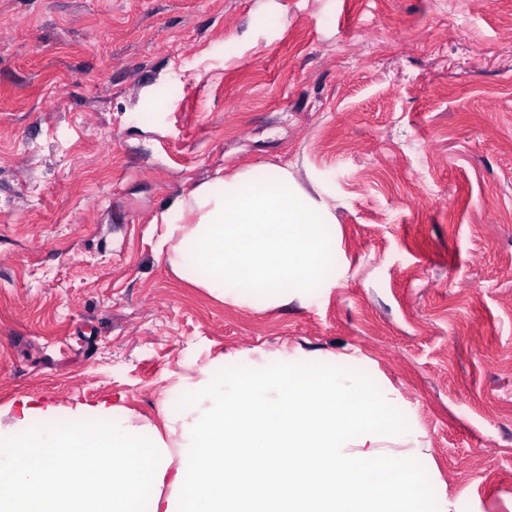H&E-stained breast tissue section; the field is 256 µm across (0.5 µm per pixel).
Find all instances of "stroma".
Returning <instances> with one entry per match:
<instances>
[{"instance_id": "stroma-1", "label": "stroma", "mask_w": 512, "mask_h": 512, "mask_svg": "<svg viewBox=\"0 0 512 512\" xmlns=\"http://www.w3.org/2000/svg\"><path fill=\"white\" fill-rule=\"evenodd\" d=\"M512 0H0V428L297 349L388 389L429 507L512 512ZM288 167L335 283L236 305L155 218Z\"/></svg>"}]
</instances>
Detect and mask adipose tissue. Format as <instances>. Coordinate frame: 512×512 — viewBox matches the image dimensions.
<instances>
[{"label":"adipose tissue","instance_id":"adipose-tissue-1","mask_svg":"<svg viewBox=\"0 0 512 512\" xmlns=\"http://www.w3.org/2000/svg\"><path fill=\"white\" fill-rule=\"evenodd\" d=\"M157 221L173 272L218 300L284 304L330 279L334 216L287 168L215 177ZM302 358L246 374L202 366L147 432L107 400H22L0 432V512H427L411 492L426 451L388 399ZM393 444L406 460L392 461Z\"/></svg>","mask_w":512,"mask_h":512}]
</instances>
